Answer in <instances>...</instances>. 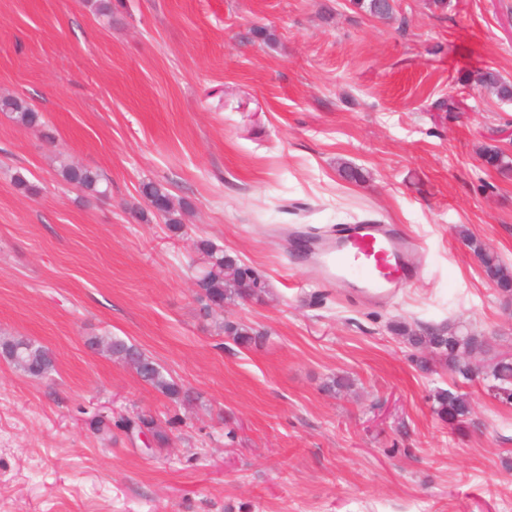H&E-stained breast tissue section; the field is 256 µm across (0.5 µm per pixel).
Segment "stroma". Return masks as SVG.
<instances>
[{
    "instance_id": "obj_1",
    "label": "stroma",
    "mask_w": 512,
    "mask_h": 512,
    "mask_svg": "<svg viewBox=\"0 0 512 512\" xmlns=\"http://www.w3.org/2000/svg\"><path fill=\"white\" fill-rule=\"evenodd\" d=\"M111 3L0 0V96L43 116L0 112V337L55 359L43 378L0 359V512H512V404L483 373L420 370L393 331L461 329L512 355V303L456 234L512 264V177L478 156L512 131V102L462 81L512 80V0H396L386 20L350 0ZM448 97L458 111H431ZM63 160L104 170L111 194L64 183ZM150 180L190 204L185 234L147 212ZM366 218L418 243L384 301L320 285L288 239ZM199 238L268 294L204 313ZM221 321L267 338L239 346ZM105 335L196 401L89 349ZM335 377L350 387L327 391ZM440 388L468 394L465 428L437 416ZM139 413L167 446L118 428ZM0 111L9 112L17 124L25 127L37 126L41 120L39 112L17 97L0 98ZM94 348H100L108 354L122 360L131 367L146 384L175 401L190 403L193 394L179 385L154 359L135 344L116 336H95L88 340Z\"/></svg>"
}]
</instances>
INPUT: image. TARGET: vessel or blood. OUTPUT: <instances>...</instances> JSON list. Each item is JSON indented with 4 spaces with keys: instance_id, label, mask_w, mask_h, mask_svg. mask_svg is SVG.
Listing matches in <instances>:
<instances>
[{
    "instance_id": "obj_1",
    "label": "vessel or blood",
    "mask_w": 512,
    "mask_h": 512,
    "mask_svg": "<svg viewBox=\"0 0 512 512\" xmlns=\"http://www.w3.org/2000/svg\"><path fill=\"white\" fill-rule=\"evenodd\" d=\"M413 244L378 220L339 224L314 240L313 259L324 286L348 283L375 300L393 297L411 278Z\"/></svg>"
}]
</instances>
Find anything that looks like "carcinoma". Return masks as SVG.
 I'll list each match as a JSON object with an SVG mask.
<instances>
[{
  "instance_id": "cac0c4a2",
  "label": "carcinoma",
  "mask_w": 512,
  "mask_h": 512,
  "mask_svg": "<svg viewBox=\"0 0 512 512\" xmlns=\"http://www.w3.org/2000/svg\"><path fill=\"white\" fill-rule=\"evenodd\" d=\"M351 2L358 11L373 17L386 18L393 12L390 0ZM463 82L486 87L502 100H512V81L502 78L493 71H473L463 78ZM0 111L10 113L17 124L25 127H34L41 120L39 112L17 97L0 98ZM480 157L486 167L500 175L507 177L512 173V157L497 143L483 145ZM59 175L64 182L96 196H106L110 193V180L99 169L75 167L63 162L60 164ZM141 194L149 209L160 215L171 231L179 232L183 229L185 208L175 207L170 191L164 183L147 182L143 184ZM459 235L467 242L481 267L492 274L498 293L512 300V267L503 263L496 253L472 238L466 230H460ZM197 249L201 254L202 263L196 275V285L199 289V299L205 302V308L220 303L230 304L239 300L255 299L266 291V281L262 275L238 257L225 253L224 249L215 243L201 240L197 244ZM219 329L241 346H248L266 336V333L260 330L236 322H225ZM395 332L408 337L412 344L444 357L448 369L465 380H470L474 376L472 355L483 354L489 357L485 374L498 382L497 390L503 395V399L512 401V358L491 353V345L485 337L470 333H448L438 328L414 333L404 325L397 326ZM89 344L121 359L143 382L169 398L182 403L194 400L189 390L164 373L161 365L135 344L116 336H95L89 339ZM0 354L29 377L41 378L54 369V361L49 350L22 337L1 341ZM434 401L438 417L454 429L465 424L473 413L471 401L464 393L440 390L434 395ZM118 426L148 432L152 436L153 444L158 448L168 445L170 441L169 435L157 427L153 417L145 414L124 418Z\"/></svg>"
}]
</instances>
